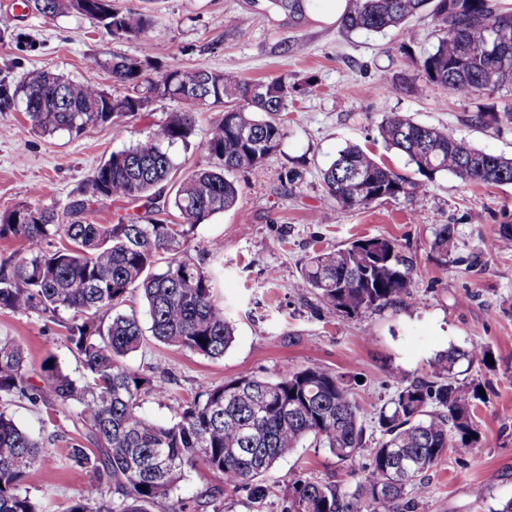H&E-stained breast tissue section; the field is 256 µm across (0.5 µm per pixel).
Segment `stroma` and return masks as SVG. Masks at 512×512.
<instances>
[{"label":"stroma","instance_id":"1","mask_svg":"<svg viewBox=\"0 0 512 512\" xmlns=\"http://www.w3.org/2000/svg\"><path fill=\"white\" fill-rule=\"evenodd\" d=\"M12 2L0 0V79L12 84L48 69L115 96L125 94L96 64L106 52L248 80L282 76L309 83L281 115L286 136L279 151L263 166L235 173L237 203L200 225L190 243L195 260L217 274L216 297L235 327V340L223 357L210 359L145 336L127 362L147 376L164 369L174 397L142 394L143 415L168 424L176 397L241 375L274 380L284 368L309 364L346 375L356 397L377 411L397 376L424 377L429 361L449 345L479 344L491 349L493 365H472L460 377L480 383L485 392L475 409L481 442L469 454H449L428 473L430 492L415 512H488L490 501L512 498V251L490 247L496 226L512 219V184H467L444 173L408 197L340 211L322 181L323 170L349 144L415 178L407 157L387 149L378 135L389 112L406 113L477 149L512 158V88L465 98L418 73L414 58L436 43L426 17L411 19L421 36L406 52L401 28L349 33L339 22L283 9L278 0H112L115 8L159 17L157 26L132 40L112 37L84 15L46 16L13 8ZM480 108L493 109L496 120L475 123ZM185 109V103L158 98L124 127L40 135L32 131L24 103L14 100L0 111V214L26 203L63 212L87 200V180L101 161ZM222 117L218 108L198 110L191 145L170 149L178 175L202 162L196 144ZM289 170L299 177L282 185ZM439 224L456 228L443 267L430 248ZM380 235L396 239L412 262V298L349 318L315 295L292 289L315 251ZM217 240L218 251L212 248ZM68 318L64 312L53 323L36 313L0 310V333L24 346L31 372L52 353L76 377L82 368L67 349ZM7 411L34 436L51 438L53 451L29 494L50 512H64L87 492L83 472L69 460L65 440L57 438L62 431L76 436L74 408L50 417L17 402ZM299 471L342 489L359 479L357 467L327 449H296L266 473L261 512H280L288 481Z\"/></svg>","mask_w":512,"mask_h":512}]
</instances>
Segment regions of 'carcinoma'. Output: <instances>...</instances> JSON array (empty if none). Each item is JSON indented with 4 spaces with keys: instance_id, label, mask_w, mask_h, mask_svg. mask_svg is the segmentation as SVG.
Listing matches in <instances>:
<instances>
[{
    "instance_id": "1",
    "label": "carcinoma",
    "mask_w": 512,
    "mask_h": 512,
    "mask_svg": "<svg viewBox=\"0 0 512 512\" xmlns=\"http://www.w3.org/2000/svg\"><path fill=\"white\" fill-rule=\"evenodd\" d=\"M349 3L340 18L348 32H380L426 14L437 42L413 63L431 83L462 97L512 86V9L500 0ZM35 10L89 15L124 39L155 23L151 15L119 11L108 0H41ZM96 64L131 92L113 96L91 82L41 70L15 85L0 81V103L22 98L32 129L49 135L77 136L91 126L134 119L155 98L222 107L224 117L197 145L205 163L161 206L153 190L171 180L176 166L170 148L189 143L194 113H172L157 132L94 169L85 189L92 199H145L151 205L147 216L94 224L83 217V202L71 207L67 220L51 207L31 203L0 216V239L23 245L0 265V309L36 312L51 322L60 312H71L67 349L82 367L73 377L50 353L33 382L24 347L0 335V512H41L28 489L48 448L4 410L17 399L47 410L73 406L83 433L70 443L69 459L92 477L91 487L112 486L109 500L80 496L65 512H150L160 502L168 503L167 512H199L208 501L175 500L173 494L200 464L259 507L266 498L261 477L306 440L341 461L356 462L365 445L367 409L343 376L319 365L289 367L275 381L239 376L203 387L179 401L173 422L158 424L140 413L139 399L146 391L169 396L167 382L126 363L147 331L161 344L211 359L231 347L235 328L215 299L211 275L190 256L188 242L200 225L236 204L239 186L230 175L262 166L279 150L286 136L279 115L309 82H253L205 68H161L118 53ZM378 131L422 180L408 181L365 150L348 146L322 172L337 208L408 196L444 172L465 183H512V158L476 149L405 113H386ZM168 208L182 223L151 218ZM454 237V225H436L431 250L438 264L448 263ZM291 287L351 317L412 298L414 277L393 239L372 236L313 253ZM136 291L147 302V331L136 313L121 311ZM489 353L474 344H451L429 362L425 377L399 379L378 411L381 438L370 449V462L360 466L355 488L342 490L298 472L288 481L281 512H413L417 499L429 494L426 475L448 453L463 455L477 443L478 390L458 379L457 368L463 362L486 365Z\"/></svg>"
}]
</instances>
